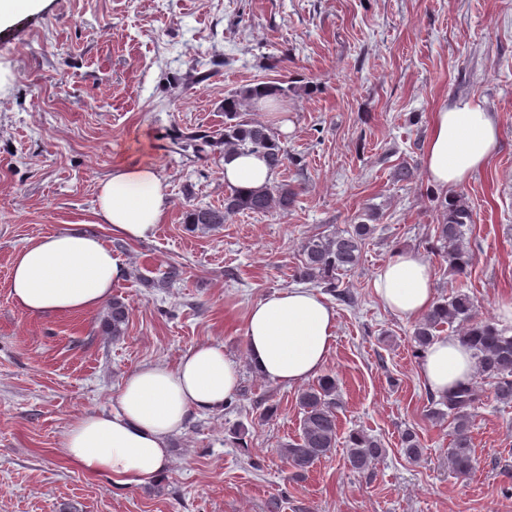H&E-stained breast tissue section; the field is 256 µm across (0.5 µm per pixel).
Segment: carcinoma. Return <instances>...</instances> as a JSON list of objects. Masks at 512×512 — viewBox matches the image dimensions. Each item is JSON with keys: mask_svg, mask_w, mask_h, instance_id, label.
Masks as SVG:
<instances>
[{"mask_svg": "<svg viewBox=\"0 0 512 512\" xmlns=\"http://www.w3.org/2000/svg\"><path fill=\"white\" fill-rule=\"evenodd\" d=\"M292 91L289 86L257 82L242 86L224 96V135L216 139L200 132H178L175 140L198 157L209 155L224 146V155L258 154L267 159L272 174L292 165H301V159L288 153L277 128L267 121L245 117L261 100L268 96L285 99ZM297 189L286 181L272 180L257 190L242 194L236 190L224 192L221 207L196 206L186 209L184 223L193 230H212L227 223L240 213L267 215L288 214L292 210ZM440 212V221L434 225L436 249L445 254L453 271L463 276L471 255L463 247L465 227L473 223L472 210L465 197H432ZM373 214L365 213L346 229L332 236L314 235L301 244L300 281L325 289L336 300L350 307L357 305L355 294L342 286L340 276L354 268L371 238L375 225L367 223ZM128 323V306L112 299V308L104 326L112 338L125 335ZM461 326L460 340L467 344L476 359L479 375L493 380L494 398L502 403H512V336L506 335L491 323L477 318L473 298L458 292L450 299L438 301L423 317L413 333L416 352L424 355L435 339L436 332L444 326ZM336 378L326 374L298 391L296 405L299 409L300 434L292 442L280 446L279 454L289 466L292 477L301 479L322 458L332 453L337 443ZM483 401V394L475 381L458 383L454 389L432 401L428 418L435 422L448 421L451 428L448 448V468L458 477H469L476 466L471 448L472 413ZM404 454L417 459L422 448L418 433L406 429L401 435ZM347 464L357 474L371 472L385 454L381 441L362 430H353L346 439Z\"/></svg>", "mask_w": 512, "mask_h": 512, "instance_id": "1", "label": "carcinoma"}]
</instances>
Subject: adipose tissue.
Returning <instances> with one entry per match:
<instances>
[{
  "label": "adipose tissue",
  "mask_w": 512,
  "mask_h": 512,
  "mask_svg": "<svg viewBox=\"0 0 512 512\" xmlns=\"http://www.w3.org/2000/svg\"><path fill=\"white\" fill-rule=\"evenodd\" d=\"M497 146L493 117L472 103L433 113L426 146L431 184L445 189L462 183ZM273 177L256 155L224 161V183L247 193ZM169 186L149 166L117 164L99 186L93 214L114 236L129 242L153 239L169 209ZM127 274L97 233L69 226L32 239L11 264L10 295L23 312L87 313L112 296ZM393 313L420 318L434 306L430 273L415 252L397 251L373 281ZM336 335V314L323 295L309 288L273 292L249 310L245 336L248 360L261 377L297 384L319 374ZM474 371L469 347L452 336L433 341L421 372L437 394H445ZM239 388L238 367L223 344L204 342L172 365L148 363L125 379L112 410L71 419L57 448L90 475L110 476L117 485L158 480L170 462V442L190 419L223 410Z\"/></svg>",
  "instance_id": "ef3b65f1"
}]
</instances>
